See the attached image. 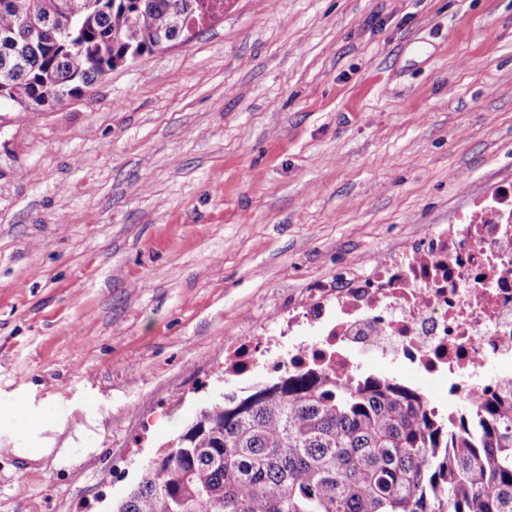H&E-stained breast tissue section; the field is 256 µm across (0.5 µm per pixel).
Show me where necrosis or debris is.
Returning a JSON list of instances; mask_svg holds the SVG:
<instances>
[{"mask_svg":"<svg viewBox=\"0 0 512 512\" xmlns=\"http://www.w3.org/2000/svg\"><path fill=\"white\" fill-rule=\"evenodd\" d=\"M388 358L405 366L407 386L438 382L468 401L512 377V183L448 227L374 256L347 287L314 289L278 335L231 342L224 375L319 369L349 380Z\"/></svg>","mask_w":512,"mask_h":512,"instance_id":"obj_1","label":"necrosis or debris"}]
</instances>
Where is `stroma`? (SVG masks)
Here are the masks:
<instances>
[{
	"mask_svg": "<svg viewBox=\"0 0 512 512\" xmlns=\"http://www.w3.org/2000/svg\"><path fill=\"white\" fill-rule=\"evenodd\" d=\"M512 182V0H224L181 42L0 106V512H114L225 341ZM31 411L29 430L16 415ZM96 454L35 468L14 448Z\"/></svg>",
	"mask_w": 512,
	"mask_h": 512,
	"instance_id": "35a3bbf8",
	"label": "stroma"
}]
</instances>
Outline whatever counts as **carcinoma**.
<instances>
[{
    "label": "carcinoma",
    "mask_w": 512,
    "mask_h": 512,
    "mask_svg": "<svg viewBox=\"0 0 512 512\" xmlns=\"http://www.w3.org/2000/svg\"><path fill=\"white\" fill-rule=\"evenodd\" d=\"M209 0H0V90L49 105L212 17ZM117 512H512V379L446 416L307 372L201 410Z\"/></svg>",
    "instance_id": "1"
}]
</instances>
